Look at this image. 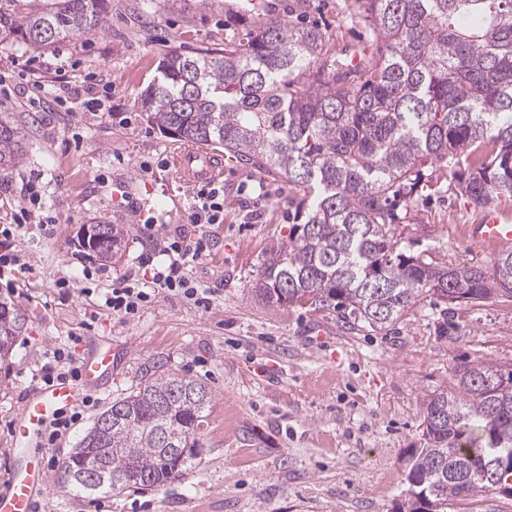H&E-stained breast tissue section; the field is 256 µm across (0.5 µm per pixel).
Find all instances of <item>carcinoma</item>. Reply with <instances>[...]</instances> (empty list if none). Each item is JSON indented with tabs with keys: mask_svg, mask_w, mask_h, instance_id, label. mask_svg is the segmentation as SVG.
<instances>
[{
	"mask_svg": "<svg viewBox=\"0 0 512 512\" xmlns=\"http://www.w3.org/2000/svg\"><path fill=\"white\" fill-rule=\"evenodd\" d=\"M372 43L351 63H320L325 33L277 17L243 19L224 49L171 52L145 90L148 118L180 141L219 146L288 184V244L264 260L255 294L309 312L347 310L386 330L430 304L512 303V250L491 268L439 264L398 248V210L427 187L423 168L476 210L512 197V0H355ZM108 0H0V34L44 50L99 27ZM20 128L0 113V169L23 157ZM27 318L0 301V349ZM212 395L158 367L115 399L62 463L87 495L157 489L184 474ZM423 446L405 459V502L448 512L512 489V367L476 360L426 395ZM112 456L115 480L78 479L81 451Z\"/></svg>",
	"mask_w": 512,
	"mask_h": 512,
	"instance_id": "1",
	"label": "carcinoma"
}]
</instances>
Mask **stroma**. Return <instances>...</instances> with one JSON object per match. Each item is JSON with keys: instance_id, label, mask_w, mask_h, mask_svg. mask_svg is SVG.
I'll return each mask as SVG.
<instances>
[{"instance_id": "1", "label": "stroma", "mask_w": 512, "mask_h": 512, "mask_svg": "<svg viewBox=\"0 0 512 512\" xmlns=\"http://www.w3.org/2000/svg\"><path fill=\"white\" fill-rule=\"evenodd\" d=\"M278 17L318 25L329 37L330 64L368 42L354 0H109L103 25L77 40L31 50L0 40V112L24 135L19 165L0 171V193L22 200L41 186L48 227L24 226L12 241L32 268L0 297L27 326L0 365V483L7 473L11 427L37 391L32 376L68 337L75 355L86 341L110 347L111 377L68 437L45 449L50 482L38 512H398L403 459L420 445L423 401L448 385L454 368L478 359L512 363V305L413 307L389 331L344 323L336 309L309 312L269 304L253 291L267 253L287 243L295 206L287 184L219 153L224 164V221L191 277L214 292L209 309L163 295L127 319L94 313L84 275L137 271L149 251L145 215L164 235L193 233L187 213L196 193L167 168L181 141L152 124L141 96L168 51L223 46L235 22ZM423 203L398 227L401 246L438 263L490 266L497 249L470 241L483 215L429 172ZM123 232L109 262L78 244L81 225ZM69 278L70 295L54 282ZM205 382L212 392L196 455L186 474L158 489L94 496L67 487L62 461L112 400L135 391L154 365Z\"/></svg>"}]
</instances>
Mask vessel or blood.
Here are the masks:
<instances>
[{"label":"vessel or blood","instance_id":"1","mask_svg":"<svg viewBox=\"0 0 512 512\" xmlns=\"http://www.w3.org/2000/svg\"><path fill=\"white\" fill-rule=\"evenodd\" d=\"M169 165L186 184H213L224 176V168L205 151L184 148L170 155ZM470 236L478 244L512 248V218L503 210L486 211L481 223L471 225ZM112 370L109 351L96 349L80 362V380H62L42 389L22 408L14 425L17 448L0 487V512H33L34 503L47 482L45 458L35 443L42 430L63 410L77 404L84 388L95 385Z\"/></svg>","mask_w":512,"mask_h":512}]
</instances>
